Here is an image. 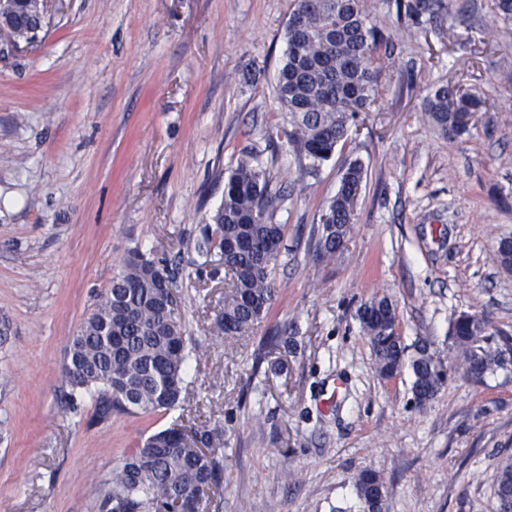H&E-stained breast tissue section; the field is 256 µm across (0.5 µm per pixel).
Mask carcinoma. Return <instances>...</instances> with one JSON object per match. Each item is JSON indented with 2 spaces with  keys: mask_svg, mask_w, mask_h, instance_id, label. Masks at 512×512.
Returning a JSON list of instances; mask_svg holds the SVG:
<instances>
[{
  "mask_svg": "<svg viewBox=\"0 0 512 512\" xmlns=\"http://www.w3.org/2000/svg\"><path fill=\"white\" fill-rule=\"evenodd\" d=\"M30 34L49 24L47 0H20ZM398 16L416 25L440 17L441 0H396ZM293 11L304 15L299 28L286 27L287 52L278 69L275 93L289 115L285 132L298 156L316 167L332 156L348 136L349 120L368 110L378 85L374 54L394 50L371 24L366 0H296ZM486 101L448 85L426 100L431 125L448 137L468 131L466 119L482 111ZM364 170L349 164L336 196L322 212L315 252L323 260L336 255L350 235L353 208ZM284 200L270 188L266 170L256 157L238 162L224 182V201L212 216L214 230L203 245L215 251L217 263L230 276L232 295L215 322L219 334L249 330L268 310L273 298L271 274L284 248L285 225L272 223ZM498 242L497 263L512 271V245ZM357 319L375 357L376 371L389 379L409 365L413 399L432 400L444 384L441 362L423 353L407 357L397 332V305L386 294L373 295L357 310ZM489 321L472 315L455 320L452 336L464 354L465 369L480 366L488 373L503 366L508 346H491ZM70 361L63 372L69 402L87 394L95 402L93 421L103 423L117 413H154L181 401L187 365L184 310L167 263L153 254L126 263L97 295L94 309L70 342ZM224 433L218 429L186 431L180 425L149 435L98 489L97 512H165L168 497L190 493L201 482L217 484L218 452ZM499 512H512V456L502 458L492 474ZM362 512H385L386 489L380 474L365 469L352 477Z\"/></svg>",
  "mask_w": 512,
  "mask_h": 512,
  "instance_id": "carcinoma-1",
  "label": "carcinoma"
}]
</instances>
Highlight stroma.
I'll list each match as a JSON object with an SVG mask.
<instances>
[{
  "mask_svg": "<svg viewBox=\"0 0 512 512\" xmlns=\"http://www.w3.org/2000/svg\"><path fill=\"white\" fill-rule=\"evenodd\" d=\"M395 44L378 93L318 167L283 135L274 93L295 0H47L39 42L0 55V512H97L98 487L151 433H224L208 512H358L356 472L383 478L386 512H498L492 474L512 456V365L479 382L450 335L463 312L512 336V21L493 0H442L409 26L367 0ZM487 102L449 139L425 118L442 85ZM258 155L288 196L285 247L254 329L213 333L228 278L198 248L238 159ZM366 171L333 260L312 230L349 162ZM179 270L189 360L170 412L91 424L64 402L71 337L132 249ZM387 294L409 349L451 369L425 406L410 368L375 370L355 319ZM293 328L296 348L264 340Z\"/></svg>",
  "mask_w": 512,
  "mask_h": 512,
  "instance_id": "obj_1",
  "label": "stroma"
}]
</instances>
